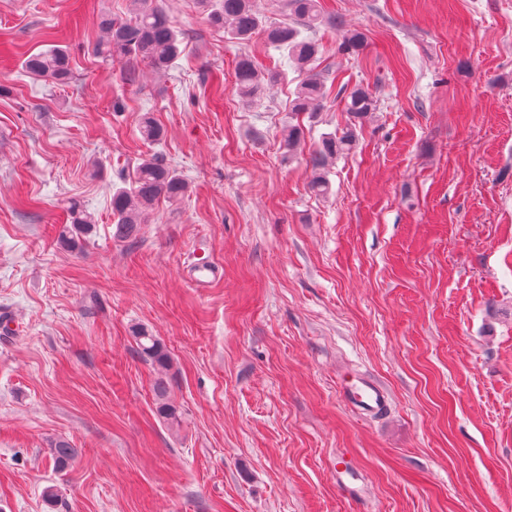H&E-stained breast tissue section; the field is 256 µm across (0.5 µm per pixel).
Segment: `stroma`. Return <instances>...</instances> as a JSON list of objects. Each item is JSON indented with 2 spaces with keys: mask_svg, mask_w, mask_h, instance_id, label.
Listing matches in <instances>:
<instances>
[{
  "mask_svg": "<svg viewBox=\"0 0 512 512\" xmlns=\"http://www.w3.org/2000/svg\"><path fill=\"white\" fill-rule=\"evenodd\" d=\"M321 3L367 36L342 56L319 27L335 85L378 99L325 197L308 158L343 99L294 116L298 76L263 36L166 0L184 52L130 82L88 42L130 0H0V512H512V0ZM49 38L68 84L23 68ZM242 54L280 75L250 106ZM145 112L162 142L141 139ZM152 155L188 193L116 240L112 190ZM74 203L96 218L79 252L59 242ZM202 260L220 275L199 287ZM347 372L387 413L342 401ZM60 437L78 450L63 473ZM134 337L139 351L153 363L165 367L169 363V356L161 340L144 327H137ZM76 455L77 449L73 448L71 443L64 438L57 439L49 448V457L57 472L67 471Z\"/></svg>",
  "mask_w": 512,
  "mask_h": 512,
  "instance_id": "stroma-1",
  "label": "stroma"
}]
</instances>
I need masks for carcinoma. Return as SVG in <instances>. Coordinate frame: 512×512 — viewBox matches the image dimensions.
<instances>
[{"label": "carcinoma", "mask_w": 512, "mask_h": 512, "mask_svg": "<svg viewBox=\"0 0 512 512\" xmlns=\"http://www.w3.org/2000/svg\"><path fill=\"white\" fill-rule=\"evenodd\" d=\"M133 11L128 19L110 15L99 18L101 31L93 46V54L114 62L130 65L129 75L135 74V65L143 63L156 73L167 71L180 56L183 33L177 28L167 9L158 0H132ZM288 21L277 23L266 19L261 0H198L206 14L208 24L234 40L245 42L256 34H263L272 45L288 52L302 78L293 92L290 111L296 115L313 117L321 111L327 100L329 71L320 68L322 46L313 37L316 28L328 24L339 32L338 51L355 54L366 45V35L357 28L346 26L340 16L321 14L318 0H275ZM25 68L31 74L46 77L58 84L70 79L71 67L68 52L59 45H52L25 58ZM279 79L275 72H263L257 61L249 55L238 57L234 70L235 89L246 105L264 96ZM377 109V99L369 87H353L344 97V111L348 122L339 131L322 137L320 145L309 154L312 169L310 192L324 196L331 190L327 178L330 160L350 152L356 144L357 130ZM139 133L150 143L160 142L165 131L150 116L139 119ZM303 129L289 124L281 131V147L288 153L301 146ZM187 183L171 167L151 157L142 160L124 180V186L112 192L113 237L130 240L136 237L145 214L161 199L178 201L187 193ZM70 225L60 235L64 246L72 250L83 248V242L96 224L94 216L76 203L70 207ZM139 351L153 363L165 367L169 356L161 340L144 327L134 331ZM157 414L170 426L179 423L177 408L165 399L163 384L156 387ZM77 449L60 438L51 444L49 457L58 472L67 471Z\"/></svg>", "instance_id": "cac0c4a2"}]
</instances>
